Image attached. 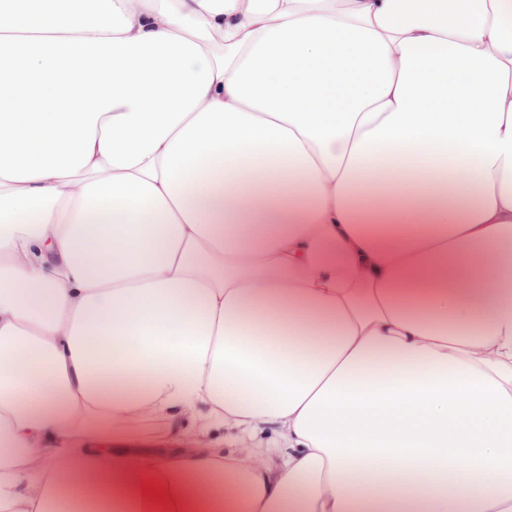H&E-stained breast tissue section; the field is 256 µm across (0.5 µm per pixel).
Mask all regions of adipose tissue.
<instances>
[{"instance_id": "ef3b65f1", "label": "adipose tissue", "mask_w": 512, "mask_h": 512, "mask_svg": "<svg viewBox=\"0 0 512 512\" xmlns=\"http://www.w3.org/2000/svg\"><path fill=\"white\" fill-rule=\"evenodd\" d=\"M0 512H512V0H0Z\"/></svg>"}]
</instances>
